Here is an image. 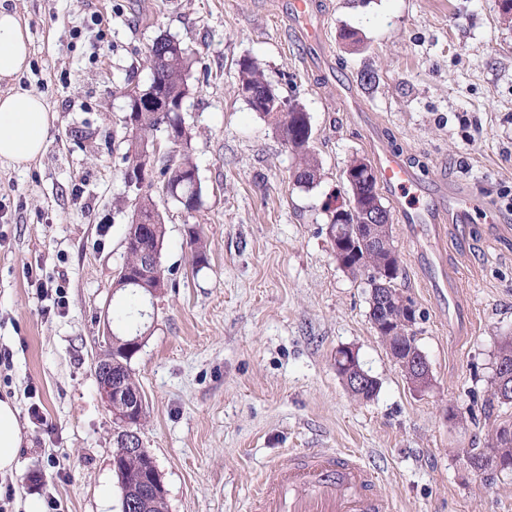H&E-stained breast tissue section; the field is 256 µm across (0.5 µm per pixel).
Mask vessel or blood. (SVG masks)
Listing matches in <instances>:
<instances>
[{
    "label": "vessel or blood",
    "mask_w": 512,
    "mask_h": 512,
    "mask_svg": "<svg viewBox=\"0 0 512 512\" xmlns=\"http://www.w3.org/2000/svg\"><path fill=\"white\" fill-rule=\"evenodd\" d=\"M292 14L309 45L320 44L311 0H293ZM380 183L394 198L400 223L415 230L441 221L442 209L423 200L424 187L401 155L375 152ZM255 512H394L378 471L356 455L309 450L270 466L255 489Z\"/></svg>",
    "instance_id": "b4317fda"
}]
</instances>
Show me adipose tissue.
Instances as JSON below:
<instances>
[{
	"label": "adipose tissue",
	"instance_id": "adipose-tissue-1",
	"mask_svg": "<svg viewBox=\"0 0 512 512\" xmlns=\"http://www.w3.org/2000/svg\"><path fill=\"white\" fill-rule=\"evenodd\" d=\"M29 56L27 28L14 11L0 5V82L12 85L11 91L0 93V159L19 165L45 151L51 121L40 95L13 85L29 68ZM21 443L17 408L11 401L0 400V473L15 469Z\"/></svg>",
	"mask_w": 512,
	"mask_h": 512
}]
</instances>
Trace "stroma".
<instances>
[{
  "label": "stroma",
  "mask_w": 512,
  "mask_h": 512,
  "mask_svg": "<svg viewBox=\"0 0 512 512\" xmlns=\"http://www.w3.org/2000/svg\"><path fill=\"white\" fill-rule=\"evenodd\" d=\"M290 0H7L30 32L21 87L53 121L46 151L0 161V398L18 410L22 448L7 512L54 498L59 512H121L116 425L95 365L125 261L127 82L147 85L146 53L168 35L194 54L192 129L202 203L185 215L154 183L165 222L167 288L148 305L130 367L145 399L141 437L168 512H249L269 463L311 448L350 450L382 473L396 512H512V472L485 485L462 449L486 447L512 404L492 399L498 348L512 337V20L499 0H313L306 45ZM354 40H345V32ZM261 63L310 115L319 178L296 165L237 87ZM399 153L427 195L468 198L416 233L393 223L398 288L417 309L432 383L415 390L371 318L368 287L336 261L329 209L343 172L378 145ZM207 262L196 266L188 231ZM63 287L53 310L40 285ZM352 349L378 391L351 395L335 365ZM38 404L44 417L28 414Z\"/></svg>",
  "instance_id": "1"
}]
</instances>
